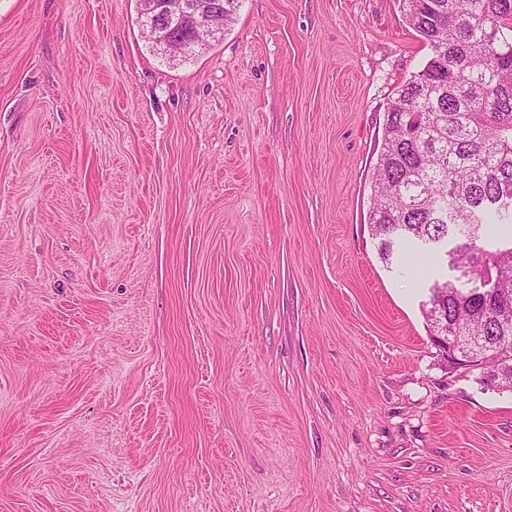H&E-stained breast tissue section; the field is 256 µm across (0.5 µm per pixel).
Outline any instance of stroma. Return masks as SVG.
Wrapping results in <instances>:
<instances>
[{"mask_svg":"<svg viewBox=\"0 0 512 512\" xmlns=\"http://www.w3.org/2000/svg\"><path fill=\"white\" fill-rule=\"evenodd\" d=\"M399 0H0V512H512V391L380 263ZM137 3L139 15L143 21L142 30L153 31L155 36L150 41L154 42V45L159 47L165 56L177 59L194 47L199 50L222 39L224 27L228 28L229 24L233 22L240 0H137ZM160 16H164L176 24L191 26L195 32L193 41L189 43L178 39H165L153 22ZM158 21L161 22L162 29L167 30L171 36L179 39L193 36L187 28L161 18H158ZM195 52L192 51L183 58L190 57Z\"/></svg>","mask_w":512,"mask_h":512,"instance_id":"35a3bbf8","label":"stroma"}]
</instances>
